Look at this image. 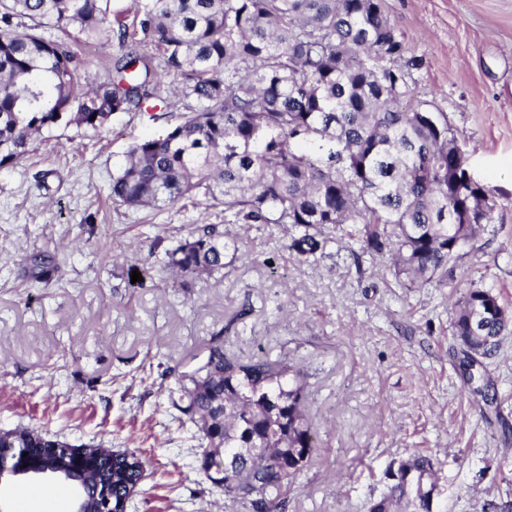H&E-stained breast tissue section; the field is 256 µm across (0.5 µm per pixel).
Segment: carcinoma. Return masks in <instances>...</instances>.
Listing matches in <instances>:
<instances>
[{
  "mask_svg": "<svg viewBox=\"0 0 512 512\" xmlns=\"http://www.w3.org/2000/svg\"><path fill=\"white\" fill-rule=\"evenodd\" d=\"M110 0H0V167L14 164L62 124L94 130L112 116L166 103L164 81L196 103L183 122L133 144L112 176L114 202L162 210L197 192L245 224H288L301 233L300 257L324 249L325 229L361 224V250L390 255L396 274L429 283L448 276L460 252L490 222L495 203L467 182V158L448 120L418 105L407 56L384 0H148L140 20L163 69L136 46H122L108 76L76 78L79 60L63 40L44 38L43 21L88 43H112ZM34 22L27 31L13 19ZM220 224H194L167 253L180 278L224 274L238 257ZM62 259L37 253L26 276L46 281ZM512 316L492 290L471 288L457 305L453 333L492 354ZM305 373L284 356L241 360L214 336L201 359L175 376L171 407L200 436L196 467L247 512H285L290 481L311 461ZM29 448L56 442L27 428ZM221 448L231 466L214 462ZM409 463L432 480L424 456ZM112 471L119 498L138 473ZM406 502L393 484L370 512Z\"/></svg>",
  "mask_w": 512,
  "mask_h": 512,
  "instance_id": "cac0c4a2",
  "label": "carcinoma"
}]
</instances>
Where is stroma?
<instances>
[{"label":"stroma","instance_id":"1","mask_svg":"<svg viewBox=\"0 0 512 512\" xmlns=\"http://www.w3.org/2000/svg\"><path fill=\"white\" fill-rule=\"evenodd\" d=\"M385 8L422 60L417 100L447 117L495 202L446 283L411 282L360 254L359 224L337 226L324 251L301 258L288 225L225 220L201 193L162 211L113 203L129 146L184 121L185 100L115 114L102 130L63 125L0 167V430L137 452L145 470L127 512H232L196 468L195 427L167 399L170 368L188 369L220 335L240 359L285 355L307 374L318 446L288 512H369L415 453L431 459L442 490L434 512H512V334L476 363L498 409L488 422L452 331L469 288L492 289L512 311V0ZM203 219L223 223L251 259L223 279L173 286L165 253ZM39 252L64 258L51 282L24 273ZM0 507L68 512L69 499L18 478L0 486Z\"/></svg>","mask_w":512,"mask_h":512}]
</instances>
